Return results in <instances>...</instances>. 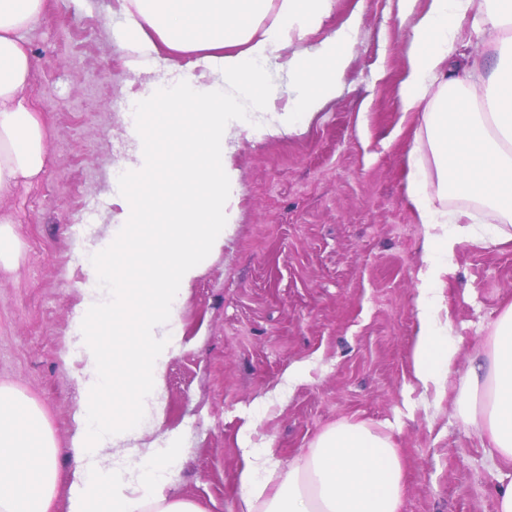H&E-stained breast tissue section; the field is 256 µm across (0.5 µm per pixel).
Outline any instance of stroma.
<instances>
[{
    "mask_svg": "<svg viewBox=\"0 0 512 512\" xmlns=\"http://www.w3.org/2000/svg\"><path fill=\"white\" fill-rule=\"evenodd\" d=\"M119 8V0H48L28 34L48 162L35 185L0 199L20 242L14 268L0 271V383L23 389L49 416L60 472L52 512H67L74 465L84 362L72 314L86 261L111 265L114 238L135 250L171 232L111 221L121 191L170 206L163 186L126 183L121 165L136 147L126 126L140 122L161 151L186 149L169 134L177 114L140 104L147 77L112 32ZM356 8L345 85L303 132L238 137L235 222L184 293L163 418L143 420L123 444L175 449L180 467L166 492L202 512H241L244 446L273 445L284 470L342 418L392 434L406 470L403 512H498L478 438L452 397L423 392L411 370L422 235L405 175L419 121L397 109L411 24L397 0H335L324 33ZM453 263L442 294L459 379L512 303V241L461 244ZM297 367L302 377L289 381Z\"/></svg>",
    "mask_w": 512,
    "mask_h": 512,
    "instance_id": "obj_1",
    "label": "stroma"
}]
</instances>
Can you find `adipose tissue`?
<instances>
[{
	"instance_id": "obj_1",
	"label": "adipose tissue",
	"mask_w": 512,
	"mask_h": 512,
	"mask_svg": "<svg viewBox=\"0 0 512 512\" xmlns=\"http://www.w3.org/2000/svg\"><path fill=\"white\" fill-rule=\"evenodd\" d=\"M474 0H399L401 17L413 18L398 94L400 112L418 114L420 129L408 150L406 198L422 227L417 273L418 327L412 345L414 376L436 396L453 393L496 474L499 512H512V304L491 325L492 348L470 358L456 390L448 384L457 363L455 345L441 342L448 324L435 292L452 271L458 245L485 244L480 227L512 223V0H483L479 31L492 48L489 61L470 63L455 19ZM120 41L132 63L149 71L174 70L192 55V70L172 87L147 97L159 113L179 111L188 150L158 151L140 126L139 146L124 166L129 181L165 184L179 203L176 232L138 252L152 276L131 288L128 254L112 248V266L91 264L82 303L73 313L76 345L84 360L79 429L72 440L76 465L68 512H201L186 500L168 499L165 488L179 461L172 449H148L129 468L106 466L104 451L119 447L135 419L107 416V406L132 400L140 416L162 414L158 395L164 368L176 351L182 294L201 274L202 258L224 243L235 220L237 136L250 130L253 111L266 113L260 135L299 132L341 89L359 12L330 34L322 28L335 0H120ZM46 0H0V199L38 182L47 163L48 129L32 103V52L27 35L41 20ZM285 64L293 95L282 107L267 89L266 69ZM432 155L439 195L475 200L479 216L436 205L425 188V155ZM113 223L152 226L166 222L151 203L114 197ZM143 313L130 321L133 298ZM139 339L147 354L146 379L126 398L105 403L119 362L108 356L104 333ZM58 448L45 411L23 391L0 384V512H51L57 494ZM238 474L242 512H402L406 473L390 435L363 422L337 421L308 450L279 470L271 449L244 451ZM278 478L274 494L267 481Z\"/></svg>"
}]
</instances>
